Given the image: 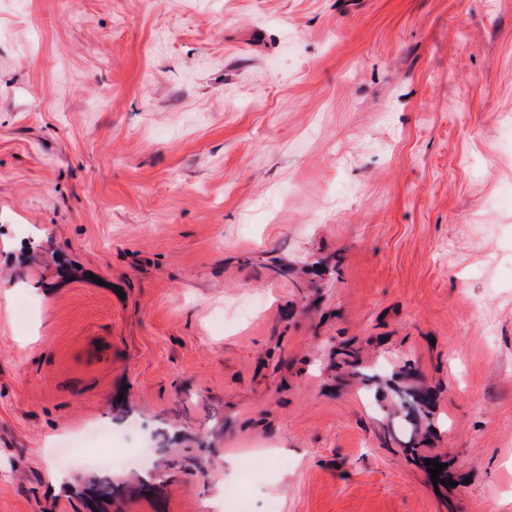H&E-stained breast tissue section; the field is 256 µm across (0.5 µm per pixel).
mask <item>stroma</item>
Masks as SVG:
<instances>
[{"label":"stroma","instance_id":"1","mask_svg":"<svg viewBox=\"0 0 512 512\" xmlns=\"http://www.w3.org/2000/svg\"><path fill=\"white\" fill-rule=\"evenodd\" d=\"M270 499L512 512V0H0V512ZM395 393L397 397L395 402L398 409L400 411L406 409L404 420L412 426V433L416 428V423L413 422L417 421L418 416H421L422 409L430 405L429 398H427L426 395L418 394L404 389L396 391Z\"/></svg>","mask_w":512,"mask_h":512}]
</instances>
